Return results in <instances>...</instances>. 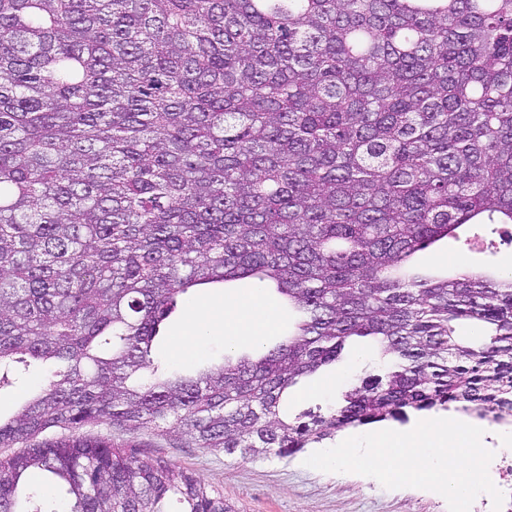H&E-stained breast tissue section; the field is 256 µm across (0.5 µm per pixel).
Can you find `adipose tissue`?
Listing matches in <instances>:
<instances>
[{"label": "adipose tissue", "instance_id": "adipose-tissue-1", "mask_svg": "<svg viewBox=\"0 0 512 512\" xmlns=\"http://www.w3.org/2000/svg\"><path fill=\"white\" fill-rule=\"evenodd\" d=\"M274 312L268 308L261 293L249 299H230L212 304L200 315L191 316L184 325L183 346H191L198 336L220 335L225 343L259 340L270 329Z\"/></svg>", "mask_w": 512, "mask_h": 512}]
</instances>
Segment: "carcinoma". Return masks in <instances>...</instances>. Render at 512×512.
<instances>
[{
  "label": "carcinoma",
  "instance_id": "cac0c4a2",
  "mask_svg": "<svg viewBox=\"0 0 512 512\" xmlns=\"http://www.w3.org/2000/svg\"><path fill=\"white\" fill-rule=\"evenodd\" d=\"M464 224H512V0H0V389L58 365L0 419V512H56L32 470L70 512H230L136 449L512 418V272L409 267ZM245 279L285 342L154 357L178 297ZM355 337L382 368L289 418Z\"/></svg>",
  "mask_w": 512,
  "mask_h": 512
}]
</instances>
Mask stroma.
I'll use <instances>...</instances> for the list:
<instances>
[{
	"label": "stroma",
	"instance_id": "35a3bbf8",
	"mask_svg": "<svg viewBox=\"0 0 512 512\" xmlns=\"http://www.w3.org/2000/svg\"><path fill=\"white\" fill-rule=\"evenodd\" d=\"M463 263L485 273L512 269V224H467L454 236L416 255V264L424 273H451ZM223 295L220 288L193 290L166 321L164 335L155 341L157 354L181 372L187 371L194 359L222 361L226 354L223 337H198L188 349L181 347L178 339L187 315L200 312ZM379 365L380 356L374 348L359 342L349 344L332 365L330 377H304L291 388L290 414L316 406L325 410L333 407L357 378L377 371ZM336 444V439H326L283 458H229L200 448H165L161 454L189 468L208 488L223 494L232 512H448L446 500L432 491L388 489L371 477L326 473L305 466L311 453Z\"/></svg>",
	"mask_w": 512,
	"mask_h": 512
}]
</instances>
